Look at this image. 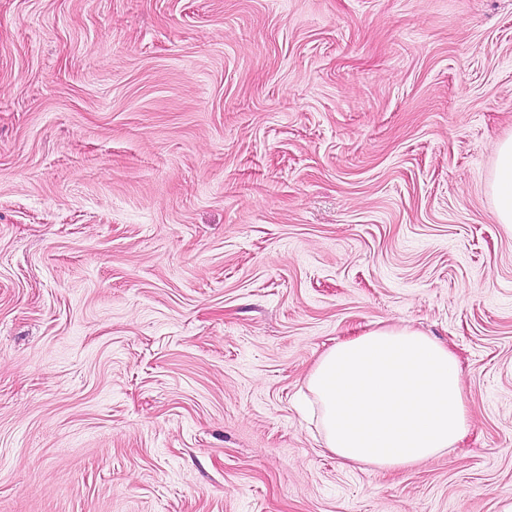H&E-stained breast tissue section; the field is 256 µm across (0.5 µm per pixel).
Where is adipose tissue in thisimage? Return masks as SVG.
Instances as JSON below:
<instances>
[{
    "instance_id": "obj_1",
    "label": "adipose tissue",
    "mask_w": 512,
    "mask_h": 512,
    "mask_svg": "<svg viewBox=\"0 0 512 512\" xmlns=\"http://www.w3.org/2000/svg\"><path fill=\"white\" fill-rule=\"evenodd\" d=\"M488 187L497 222L512 227V137L496 149ZM306 385L326 448L348 463L409 469L456 448L469 426L457 358L410 326L337 343Z\"/></svg>"
}]
</instances>
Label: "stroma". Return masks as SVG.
Listing matches in <instances>:
<instances>
[{
	"instance_id": "1",
	"label": "stroma",
	"mask_w": 512,
	"mask_h": 512,
	"mask_svg": "<svg viewBox=\"0 0 512 512\" xmlns=\"http://www.w3.org/2000/svg\"><path fill=\"white\" fill-rule=\"evenodd\" d=\"M512 0H0V512L512 502ZM411 325L454 451L379 472L301 406ZM488 187L497 223L512 228V137L504 139L496 149Z\"/></svg>"
}]
</instances>
